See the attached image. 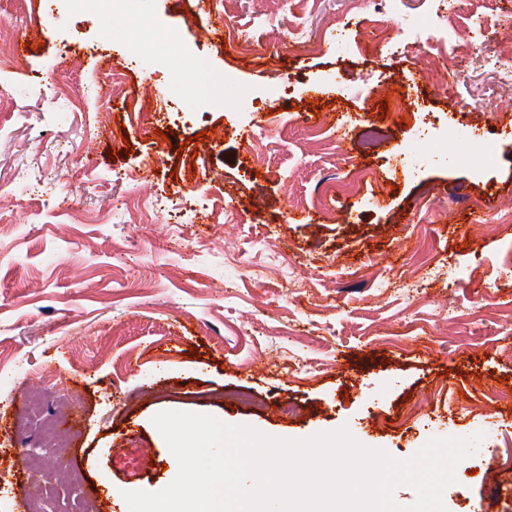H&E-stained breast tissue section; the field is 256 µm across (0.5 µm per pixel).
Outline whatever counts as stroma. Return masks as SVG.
Masks as SVG:
<instances>
[{
	"label": "stroma",
	"instance_id": "obj_1",
	"mask_svg": "<svg viewBox=\"0 0 512 512\" xmlns=\"http://www.w3.org/2000/svg\"><path fill=\"white\" fill-rule=\"evenodd\" d=\"M31 4L0 0V27L40 33L22 68L0 70V512H30L16 497L29 462L55 461L17 425L36 387L71 403L68 457L85 475L43 512L86 498L126 512L124 492L168 486L178 463L152 422L168 410L291 440L345 427L398 459L480 432L447 512H512V469L485 473L512 449V287L493 284L512 251L497 218L512 203V139L497 135L512 131V86L480 64L512 32L447 56L466 77L451 93L416 72L406 31L437 0H391L397 50L382 57L373 0ZM227 74L228 100L202 109L191 81ZM145 91L180 107L164 135L137 114ZM255 97L272 112L245 108ZM313 108L332 118L327 139L297 121ZM425 118L489 166L434 162ZM378 119L392 136L364 148ZM212 171L221 181L202 183ZM141 177L184 225L128 208ZM289 401L304 414L282 415Z\"/></svg>",
	"mask_w": 512,
	"mask_h": 512
}]
</instances>
